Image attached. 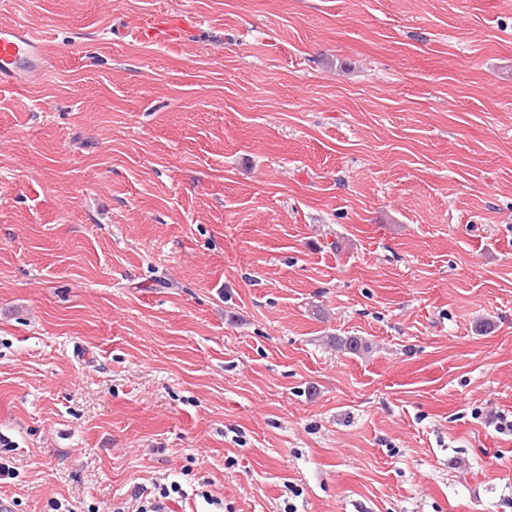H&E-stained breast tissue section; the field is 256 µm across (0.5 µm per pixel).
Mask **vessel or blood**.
<instances>
[{"instance_id": "vessel-or-blood-1", "label": "vessel or blood", "mask_w": 512, "mask_h": 512, "mask_svg": "<svg viewBox=\"0 0 512 512\" xmlns=\"http://www.w3.org/2000/svg\"><path fill=\"white\" fill-rule=\"evenodd\" d=\"M50 76L42 35L21 25L0 24V85L43 82Z\"/></svg>"}]
</instances>
